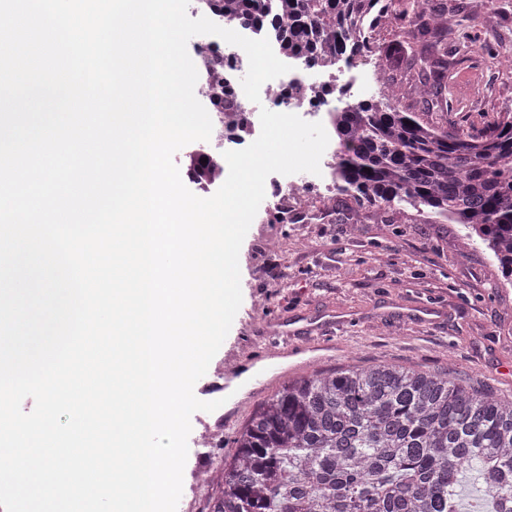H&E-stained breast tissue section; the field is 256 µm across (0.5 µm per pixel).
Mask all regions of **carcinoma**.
<instances>
[{"label": "carcinoma", "mask_w": 512, "mask_h": 512, "mask_svg": "<svg viewBox=\"0 0 512 512\" xmlns=\"http://www.w3.org/2000/svg\"><path fill=\"white\" fill-rule=\"evenodd\" d=\"M227 21L271 28L307 60L369 53L397 68L398 102L448 85V8L429 0H222ZM387 17L406 29V57L351 25ZM340 191L380 211L407 203L433 224L479 238L512 280V111L480 136L429 124L384 102L336 113ZM371 172H366V169ZM224 464L213 512H512V399L451 368L387 362L297 377L264 401Z\"/></svg>", "instance_id": "obj_1"}]
</instances>
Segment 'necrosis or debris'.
<instances>
[{"label": "necrosis or debris", "mask_w": 512, "mask_h": 512, "mask_svg": "<svg viewBox=\"0 0 512 512\" xmlns=\"http://www.w3.org/2000/svg\"><path fill=\"white\" fill-rule=\"evenodd\" d=\"M199 65L208 77L197 82L196 96L211 94L215 86H222L225 98L233 100L237 110L232 119H220L218 127L226 137L244 144L252 143L256 138L252 113L257 107L283 113H318L323 115L325 125L329 126L336 111L383 92L374 60L366 54L354 56L345 64L336 58L311 65L297 62L291 71L262 86L261 101L257 104L246 98L241 87V80L248 70V58L241 48L223 41L210 42L209 53L206 58L200 59ZM320 168L321 173L317 176L297 173L272 180L273 197L298 194L307 180L326 192H336L333 155L321 159Z\"/></svg>", "instance_id": "necrosis-or-debris-1"}]
</instances>
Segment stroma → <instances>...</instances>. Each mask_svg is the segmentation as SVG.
<instances>
[{
    "instance_id": "stroma-1",
    "label": "stroma",
    "mask_w": 512,
    "mask_h": 512,
    "mask_svg": "<svg viewBox=\"0 0 512 512\" xmlns=\"http://www.w3.org/2000/svg\"><path fill=\"white\" fill-rule=\"evenodd\" d=\"M449 29L456 6L471 7L468 38L448 45V109L405 99L403 110L477 134L512 104V66H493L469 45L498 32L512 48V0H446ZM467 72L470 83L457 85ZM298 208H319L309 222L285 216L264 198L239 253L242 304L218 358L252 356L266 334L288 326L299 336L334 334L340 350L315 370L390 361L424 369L452 367L458 376L512 395V285L477 243L460 253L456 224H431L408 205L390 218L345 193L319 195L304 186ZM258 401L218 431L208 460L188 457L183 491L191 512H213L224 495V462Z\"/></svg>"
}]
</instances>
